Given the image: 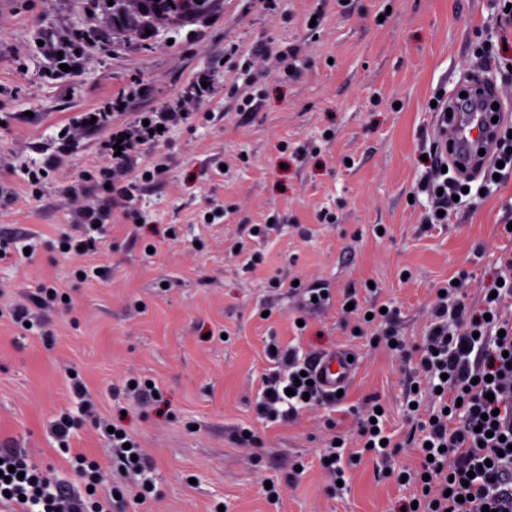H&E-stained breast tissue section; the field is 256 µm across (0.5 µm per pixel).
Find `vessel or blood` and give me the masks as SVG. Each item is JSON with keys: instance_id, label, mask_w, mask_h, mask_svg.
I'll return each mask as SVG.
<instances>
[{"instance_id": "vessel-or-blood-1", "label": "vessel or blood", "mask_w": 512, "mask_h": 512, "mask_svg": "<svg viewBox=\"0 0 512 512\" xmlns=\"http://www.w3.org/2000/svg\"><path fill=\"white\" fill-rule=\"evenodd\" d=\"M468 113H452L440 117L438 135L442 144L458 164L467 166L480 154H494L497 143V126L492 121L488 106L491 95L480 84H473L467 96ZM355 363L349 362L347 353L333 350L319 354L317 375L322 388L335 393L346 388L355 372Z\"/></svg>"}]
</instances>
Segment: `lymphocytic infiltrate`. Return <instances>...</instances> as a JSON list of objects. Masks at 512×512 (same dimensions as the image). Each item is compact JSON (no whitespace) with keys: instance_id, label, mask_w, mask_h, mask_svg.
<instances>
[{"instance_id":"obj_1","label":"lymphocytic infiltrate","mask_w":512,"mask_h":512,"mask_svg":"<svg viewBox=\"0 0 512 512\" xmlns=\"http://www.w3.org/2000/svg\"><path fill=\"white\" fill-rule=\"evenodd\" d=\"M181 105L148 113L145 120L113 127L101 143L107 160L101 184L118 191V174L128 169L143 146L160 142L162 128L185 122ZM495 297L469 306L446 285L434 309V322L420 348V367L441 389L439 411L409 431L405 444L420 460L418 488L401 512H512V320L497 309L512 303V261ZM469 331L453 334L449 319ZM279 373L264 380L261 408L268 418L285 420L298 406L328 403L317 385L301 382L306 362L290 349H275ZM15 475H8V468ZM20 512H112L105 498L82 499L66 491L51 473L27 456L0 449V494Z\"/></svg>"}]
</instances>
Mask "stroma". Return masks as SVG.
I'll use <instances>...</instances> for the list:
<instances>
[{
    "label": "stroma",
    "mask_w": 512,
    "mask_h": 512,
    "mask_svg": "<svg viewBox=\"0 0 512 512\" xmlns=\"http://www.w3.org/2000/svg\"><path fill=\"white\" fill-rule=\"evenodd\" d=\"M502 5L215 0L200 22L162 25L144 41L90 28L101 0H0V448L102 497L146 479V499L125 497L115 512H397L415 485L396 474L415 451L361 453L364 403L378 399L387 433L403 440L424 417L407 404L436 289L461 280L465 303L477 304L512 255L501 232L512 222V178L476 180L448 223L424 221L432 204L422 156L434 146L438 95L482 74L503 88L512 127ZM47 36L84 50L80 73L57 78L39 45ZM260 46L296 57L271 65L255 58ZM202 72L213 95L189 124L143 147L128 197L108 198L96 250L64 251L59 236L80 211L66 191L106 163L105 130L70 124L120 92L128 102L116 122L166 108ZM47 164L49 178L31 188L27 170ZM217 205L223 217L205 223ZM46 284L69 292L73 306L40 301ZM315 287L329 298L305 308ZM351 292L393 310L406 353L357 329L343 308ZM17 302L29 303L31 329L11 323ZM274 342L302 358L352 354L357 370L341 405L267 421L257 403ZM72 373L89 403L73 396ZM133 379L154 381L156 394L130 393ZM62 416L65 445L51 432ZM112 421L136 439L143 475L112 476ZM334 428L348 453L337 490L320 462ZM243 430L252 444L239 441ZM80 454L92 464L78 477ZM269 483L279 501L268 499Z\"/></svg>",
    "instance_id": "stroma-1"
}]
</instances>
